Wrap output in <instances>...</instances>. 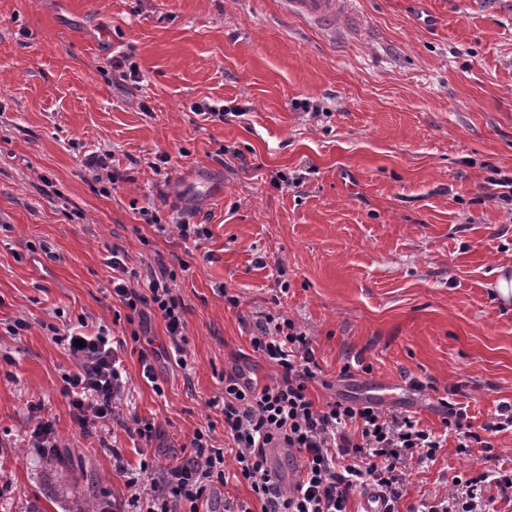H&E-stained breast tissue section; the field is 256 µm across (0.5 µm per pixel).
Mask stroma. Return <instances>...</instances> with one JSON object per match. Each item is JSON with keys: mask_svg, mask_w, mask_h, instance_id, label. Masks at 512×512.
<instances>
[{"mask_svg": "<svg viewBox=\"0 0 512 512\" xmlns=\"http://www.w3.org/2000/svg\"><path fill=\"white\" fill-rule=\"evenodd\" d=\"M352 2L355 25L330 35L284 0H0V512H133L141 460L159 486L196 429L223 443L221 373L275 377L249 342L263 313L312 337L316 403L370 398L439 433L446 390L476 429L512 402V306L494 292L512 273V5ZM128 58L133 81L114 70ZM97 155L123 182L97 179ZM176 214L210 237L183 240ZM115 256L175 272L187 367L160 316L127 323ZM81 318L138 331L155 375L121 351L118 411L89 433L52 334ZM136 416L159 429L151 447L128 431ZM43 417L56 471L29 446ZM456 445L411 472L403 505L470 467H512L510 430L490 452Z\"/></svg>", "mask_w": 512, "mask_h": 512, "instance_id": "obj_1", "label": "stroma"}]
</instances>
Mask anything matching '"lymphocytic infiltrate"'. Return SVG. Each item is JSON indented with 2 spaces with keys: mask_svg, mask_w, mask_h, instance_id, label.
Wrapping results in <instances>:
<instances>
[{
  "mask_svg": "<svg viewBox=\"0 0 512 512\" xmlns=\"http://www.w3.org/2000/svg\"><path fill=\"white\" fill-rule=\"evenodd\" d=\"M112 268L122 275L113 293L126 308L127 321L147 313L159 314L165 324L178 366H186L184 303L172 286L167 268L141 274L113 258ZM78 369L63 375V393L76 412L81 430L99 424L117 410L125 388L119 357L108 330L78 339L61 335ZM253 352L277 367L275 378L260 384L242 372L223 377L221 394L224 437L234 453L235 471L226 473L224 451L217 448L209 430H196L189 442L190 456L171 468L159 489L146 490L142 475L131 477L132 501H146L145 512H200L201 502L214 483L236 479L248 485L261 512H349L353 495L371 491L383 512H399L398 504L413 467L434 458L446 433L457 438L459 452L473 446L492 448L497 433L512 428V403L498 405L497 412L473 431L462 403L440 397L443 434L423 428L417 417L366 400L345 397L319 405L309 387L322 370L316 360L313 339L294 320L265 315L250 338ZM285 444L299 456L301 477L291 489H283L267 467L266 448ZM512 496V470L476 471L454 476L446 495L437 503H420L413 512H492L494 497Z\"/></svg>",
  "mask_w": 512,
  "mask_h": 512,
  "instance_id": "1",
  "label": "lymphocytic infiltrate"
}]
</instances>
